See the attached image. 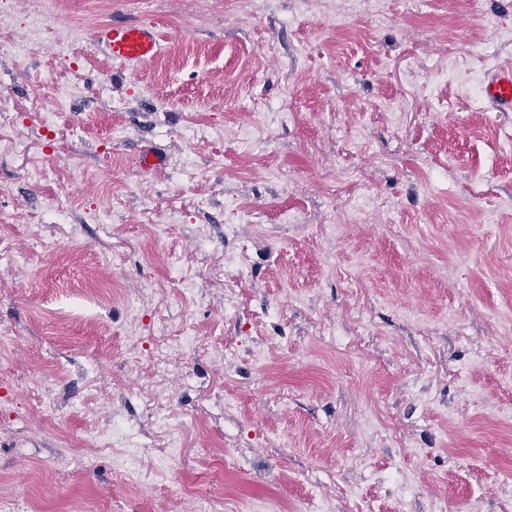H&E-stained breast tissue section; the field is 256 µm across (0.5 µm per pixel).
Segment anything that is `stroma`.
<instances>
[{
	"mask_svg": "<svg viewBox=\"0 0 512 512\" xmlns=\"http://www.w3.org/2000/svg\"><path fill=\"white\" fill-rule=\"evenodd\" d=\"M32 14L40 50L0 48V235L26 258L0 257V497L317 512L328 490L329 512H512V112L481 95L512 70V0H265L247 18L231 0H0V32L26 40ZM115 19L156 24L159 56L112 62L96 34ZM146 144L165 168H138ZM103 278L141 294L138 322L80 300ZM155 392L182 430L165 482ZM98 427L142 449L138 486L107 456L81 471Z\"/></svg>",
	"mask_w": 512,
	"mask_h": 512,
	"instance_id": "35a3bbf8",
	"label": "stroma"
}]
</instances>
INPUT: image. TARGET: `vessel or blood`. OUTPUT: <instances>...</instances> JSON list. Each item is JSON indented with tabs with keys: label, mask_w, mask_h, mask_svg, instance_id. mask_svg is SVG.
I'll return each mask as SVG.
<instances>
[{
	"label": "vessel or blood",
	"mask_w": 512,
	"mask_h": 512,
	"mask_svg": "<svg viewBox=\"0 0 512 512\" xmlns=\"http://www.w3.org/2000/svg\"><path fill=\"white\" fill-rule=\"evenodd\" d=\"M98 41L113 62L134 66L152 61L159 55L164 37L156 25L138 21L108 24ZM485 102L499 112H512V71H498L483 83Z\"/></svg>",
	"instance_id": "vessel-or-blood-1"
}]
</instances>
